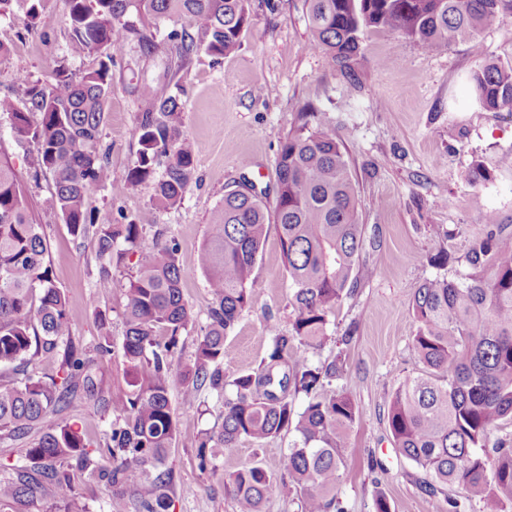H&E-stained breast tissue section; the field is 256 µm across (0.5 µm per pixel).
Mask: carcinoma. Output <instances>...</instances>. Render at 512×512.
Returning <instances> with one entry per match:
<instances>
[{
    "instance_id": "1",
    "label": "carcinoma",
    "mask_w": 512,
    "mask_h": 512,
    "mask_svg": "<svg viewBox=\"0 0 512 512\" xmlns=\"http://www.w3.org/2000/svg\"><path fill=\"white\" fill-rule=\"evenodd\" d=\"M42 0H0V15L18 6L35 28ZM71 36L96 59L76 78L62 66L50 81L21 78L24 99L0 98V115L14 139L37 148L35 173L52 176L47 203L76 239L91 241L98 261L96 288L112 292L113 271L131 268L125 288V331L121 346L99 312L100 336L89 355L71 333L83 320L52 276L49 243L33 220L21 181L0 153V367L32 366L22 376L0 381V438L22 441L24 463L0 480V509L41 504L60 512H84L70 461L104 482L112 512H126L132 474L149 475L164 462L177 433L170 393L180 381L190 403L203 387L222 393L221 426L198 442L200 466L250 439L281 432L294 439L286 470L300 493L302 512H336L334 490L348 448L347 433L358 415L344 392L325 394L327 373L295 360L305 346L321 342L329 317L353 288L363 243L357 223V191L349 162L323 112H299L280 142L276 161L274 218L254 186L244 181L224 193L211 213L212 232L202 248L201 267L213 301L206 323L185 304L183 268L175 239L143 224L97 222L92 195L108 186L121 195L152 189L153 205L169 209L181 201L194 177L196 149L181 122L183 89L168 91L142 81L136 91L148 102L137 113L138 149L124 181H112L99 133L112 93L109 50L129 36L141 38L147 53L165 69L173 54L181 62L199 50L220 58L236 52L250 25L245 0H66ZM311 48L351 79L361 53L364 27L392 31L427 51L457 42L476 43L480 30L512 0H308ZM173 17L179 31L159 37ZM469 81L487 111L512 112V65L487 62ZM162 174H157L158 168ZM275 223L288 276V330L269 336L267 354L250 372L224 378L231 351L224 340L249 303L254 270L270 223ZM412 348L423 365L388 397V426L399 452L426 476V488L457 486L464 497L448 496V512H505L512 502V448L488 446L491 434L512 422V224L493 215L452 279L436 277L416 288L411 301ZM196 332L194 357L174 364L182 334ZM120 353L128 366L127 390L105 394L103 361ZM54 374L47 377L43 368ZM307 397L294 409L290 392ZM82 393L87 403L111 410L106 450L91 445L81 428L49 421ZM171 475L150 482L144 512H168ZM281 483L260 465L235 470L225 481L237 512H263Z\"/></svg>"
}]
</instances>
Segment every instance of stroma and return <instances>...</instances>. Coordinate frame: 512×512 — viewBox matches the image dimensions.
<instances>
[{
  "instance_id": "obj_1",
  "label": "stroma",
  "mask_w": 512,
  "mask_h": 512,
  "mask_svg": "<svg viewBox=\"0 0 512 512\" xmlns=\"http://www.w3.org/2000/svg\"><path fill=\"white\" fill-rule=\"evenodd\" d=\"M251 18L240 48L216 59L192 55L178 76L183 85L184 133L196 147L195 179L179 207L154 209L149 186L123 195L99 189L91 205L101 220L136 219L154 224L179 244L184 269L183 297L204 315L212 294L200 267V252L211 232L210 214L227 190L249 179L275 204L279 144L297 112L313 105L330 116L346 151L358 195L357 220L365 233L355 268L357 284L331 316L320 345L305 348L301 362L311 367L337 364L326 392L344 391L358 405L349 433L336 497L344 512H376L386 498L390 512H447V491L426 492L422 471L401 455L388 426L387 397L420 364L411 348L415 325L410 302L425 280L451 278L465 266V256L487 214L512 224V115L489 112L473 99L469 75L494 61L512 64V12H503L470 44L429 52L396 33L374 28L361 34L362 60L356 79L330 68L325 56L310 50L311 31L305 0H246ZM0 98L22 99V78L49 79L58 64L81 73L91 57L70 36L65 0H44L40 23L30 29L23 11L0 16ZM112 94L106 106L101 144L109 152L112 178L124 180L138 148L136 115L145 103L135 86L141 79L165 86L162 64L149 56L137 37L113 49ZM0 152L6 153L23 180L34 219L50 242L53 278L71 306L84 315L74 340L93 346L98 330L95 311L112 322L114 340L124 331L126 273L114 276L108 294L99 293L97 260L89 241L69 235L61 216L47 203L50 176L31 179L33 145L17 143L6 117L0 116ZM492 173L489 182L467 179L473 159ZM448 249L454 260L436 267L430 257ZM288 279L276 232H269L255 267V285L226 345L233 359L227 377L256 368L267 338L287 329ZM178 432L164 462L172 473L169 512H235L224 492L228 473L261 462L283 476L291 436H278L239 447L200 465L197 440L213 429L224 412V399L202 391L185 402L180 387L171 391Z\"/></svg>"
}]
</instances>
